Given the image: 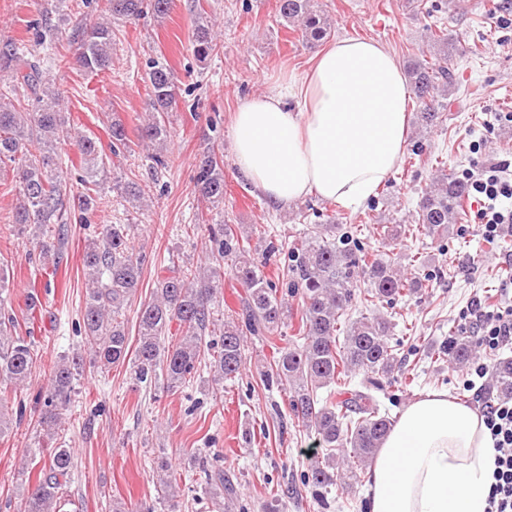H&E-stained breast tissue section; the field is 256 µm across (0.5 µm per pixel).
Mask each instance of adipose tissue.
<instances>
[{
  "label": "adipose tissue",
  "mask_w": 512,
  "mask_h": 512,
  "mask_svg": "<svg viewBox=\"0 0 512 512\" xmlns=\"http://www.w3.org/2000/svg\"><path fill=\"white\" fill-rule=\"evenodd\" d=\"M409 84L393 52L342 38L304 76L283 74L231 117L238 170L271 204L307 196L356 206L404 154ZM493 442L472 408L434 391L410 403L368 472L369 512H485Z\"/></svg>",
  "instance_id": "1"
}]
</instances>
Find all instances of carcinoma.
Segmentation results:
<instances>
[{
  "instance_id": "obj_1",
  "label": "carcinoma",
  "mask_w": 512,
  "mask_h": 512,
  "mask_svg": "<svg viewBox=\"0 0 512 512\" xmlns=\"http://www.w3.org/2000/svg\"><path fill=\"white\" fill-rule=\"evenodd\" d=\"M114 19H136L168 15L171 0H105ZM314 0H278V13L287 23L298 24L305 44L331 35L327 17L313 10ZM78 62L90 72L112 67V26L97 23L80 30ZM209 22L200 15L194 22L193 51L206 59L216 48ZM30 52L12 45L0 52V61L10 72L0 84V166L13 165L18 182V205L13 223L31 237L42 261L58 264L59 242L64 225H58L57 240L45 238L44 227L57 220L63 193L56 148L60 139L71 136L65 115L58 109L60 97L47 86ZM413 98L418 105L419 125L425 129L438 119L432 92L452 85L448 47L440 45L433 61H416L407 67ZM149 89L148 121L138 129L144 147L162 144L170 137L169 112L177 103V78L167 60H151L146 73ZM112 155L133 152V141L121 120L112 121ZM85 176V192L77 197V208L90 211L96 201L97 177L103 155L97 143L76 137ZM194 184L211 209L224 211V152L210 149L202 155ZM467 187L457 177L444 176L424 194L418 214L419 228L427 235L445 229L456 214L458 200ZM211 243L206 265L192 270L173 261L160 266L156 284L137 315L138 345L133 362L136 384L163 378L164 388L175 392L195 379L202 366L213 371V380L237 378L245 366V338L264 336L285 342L279 356L261 374L265 387L290 395L289 407L302 426L316 434L318 444L331 451L325 463L307 472L315 496L322 500L335 477H358L375 455L392 427V419L380 412L372 390L402 364L390 345L391 319L382 314H365L348 321L344 340L336 342L345 307L355 299L358 279L367 281L363 302L395 304L398 299L423 288V281L408 277L392 258L370 260L362 247L337 224H320L318 231L299 247L268 243L267 253L280 255L274 273L249 258L234 225L219 222L204 225ZM133 225L105 224L101 242L85 246L82 265L87 275L81 308L83 343L89 361L76 356L62 358L53 367L42 398L37 425L50 444L49 455L34 485L27 489L23 512H61L63 494L71 482L74 466L71 450L63 447L61 423L72 405L75 384L85 368L109 371L126 361L129 332L122 319L127 302L141 284L143 255L133 244ZM241 288V312L224 314L217 295L224 288V275ZM298 298L292 307L288 298ZM297 319L294 334L282 329ZM181 329L176 340H166L170 324ZM18 322L0 306V389H17L32 376L37 354L31 335L17 333ZM440 354L458 366L472 356L469 340L452 337ZM367 375L362 390L350 397L322 398V388H344L351 375ZM494 383L487 401L512 398V357L499 359L493 367ZM336 469L331 475L328 468Z\"/></svg>"
}]
</instances>
